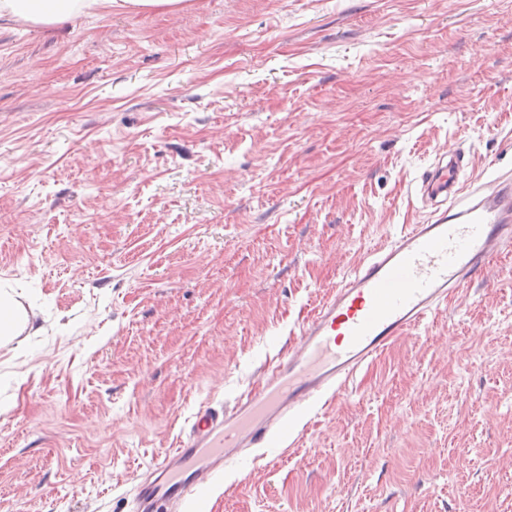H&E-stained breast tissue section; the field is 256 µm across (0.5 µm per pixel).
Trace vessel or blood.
<instances>
[{
	"mask_svg": "<svg viewBox=\"0 0 512 512\" xmlns=\"http://www.w3.org/2000/svg\"><path fill=\"white\" fill-rule=\"evenodd\" d=\"M462 151L422 175L425 219L344 275L299 327L296 347L232 407L200 405L177 448L143 474L135 512H181L235 457L263 448L310 404L340 394L392 342L422 325L512 244V178L461 186Z\"/></svg>",
	"mask_w": 512,
	"mask_h": 512,
	"instance_id": "vessel-or-blood-1",
	"label": "vessel or blood"
}]
</instances>
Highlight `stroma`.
Returning <instances> with one entry per match:
<instances>
[{
    "instance_id": "35a3bbf8",
    "label": "stroma",
    "mask_w": 512,
    "mask_h": 512,
    "mask_svg": "<svg viewBox=\"0 0 512 512\" xmlns=\"http://www.w3.org/2000/svg\"><path fill=\"white\" fill-rule=\"evenodd\" d=\"M445 147L512 175V0L0 22V286L37 327L0 344V512H134ZM299 428L183 512H512V246Z\"/></svg>"
}]
</instances>
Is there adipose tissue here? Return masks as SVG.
<instances>
[{
  "label": "adipose tissue",
  "instance_id": "ef3b65f1",
  "mask_svg": "<svg viewBox=\"0 0 512 512\" xmlns=\"http://www.w3.org/2000/svg\"><path fill=\"white\" fill-rule=\"evenodd\" d=\"M184 0H0V21L59 28L80 15H97L119 7L134 12L179 10ZM33 319L10 291L0 290V342H9L32 329Z\"/></svg>",
  "mask_w": 512,
  "mask_h": 512
}]
</instances>
